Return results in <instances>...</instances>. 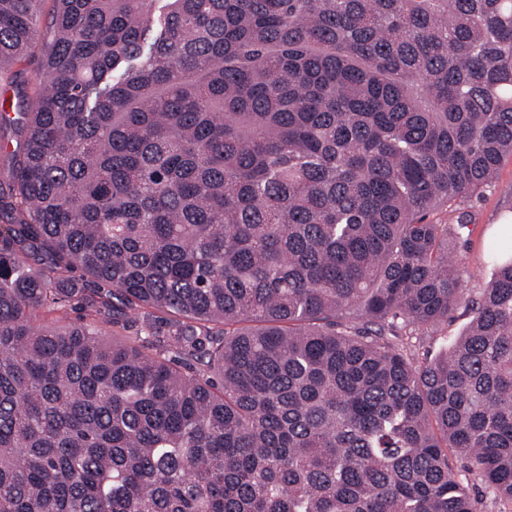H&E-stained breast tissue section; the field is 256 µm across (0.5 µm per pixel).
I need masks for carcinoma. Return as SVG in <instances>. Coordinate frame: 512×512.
<instances>
[{
	"instance_id": "1",
	"label": "carcinoma",
	"mask_w": 512,
	"mask_h": 512,
	"mask_svg": "<svg viewBox=\"0 0 512 512\" xmlns=\"http://www.w3.org/2000/svg\"><path fill=\"white\" fill-rule=\"evenodd\" d=\"M42 2L0 0V82ZM40 67L0 112V512H476L452 454L512 502V218L410 344L512 156V0H54ZM88 313L80 306V304L72 303L60 311L45 313L42 322L53 324L56 326H64L77 321L80 317H86ZM471 320L470 311L465 304L457 306L448 318V324L440 329L428 330L424 335L418 336L420 342L414 343L416 356L419 361L425 357L432 358L441 351L446 350L467 328Z\"/></svg>"
}]
</instances>
